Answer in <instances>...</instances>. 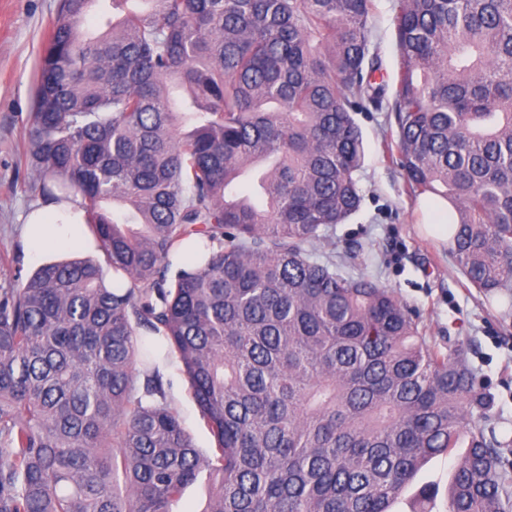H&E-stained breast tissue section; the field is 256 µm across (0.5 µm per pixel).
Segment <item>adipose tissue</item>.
Segmentation results:
<instances>
[{
    "mask_svg": "<svg viewBox=\"0 0 512 512\" xmlns=\"http://www.w3.org/2000/svg\"><path fill=\"white\" fill-rule=\"evenodd\" d=\"M85 212L79 197L54 196L31 208L23 217L22 242L34 258L45 257L48 250L60 251L79 246L86 252L97 251L99 243L83 233Z\"/></svg>",
    "mask_w": 512,
    "mask_h": 512,
    "instance_id": "ef3b65f1",
    "label": "adipose tissue"
}]
</instances>
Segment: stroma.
Wrapping results in <instances>:
<instances>
[{
  "label": "stroma",
  "mask_w": 512,
  "mask_h": 512,
  "mask_svg": "<svg viewBox=\"0 0 512 512\" xmlns=\"http://www.w3.org/2000/svg\"><path fill=\"white\" fill-rule=\"evenodd\" d=\"M370 18L386 80H394L398 57L392 33L395 0H374ZM58 0H0V280L33 273L38 264L26 255L20 217L44 194L25 163L26 132L34 105L38 63ZM365 147L359 211L334 230L336 251L351 274L362 273L392 289L413 309L435 347L461 356L476 374L489 401L473 409L491 427L501 459L512 463V299L482 293L461 273L452 250L420 230L418 200L412 198L400 169L384 153L395 130L390 112L356 114ZM164 378L167 396L177 408L197 447L212 438L189 394L179 360ZM455 457L433 458L393 505L392 512H448V481ZM432 499L423 503L421 488Z\"/></svg>",
  "instance_id": "stroma-1"
}]
</instances>
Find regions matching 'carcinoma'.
<instances>
[{
    "instance_id": "carcinoma-1",
    "label": "carcinoma",
    "mask_w": 512,
    "mask_h": 512,
    "mask_svg": "<svg viewBox=\"0 0 512 512\" xmlns=\"http://www.w3.org/2000/svg\"><path fill=\"white\" fill-rule=\"evenodd\" d=\"M102 6L105 30L82 26ZM373 0H59L25 161L104 261L0 283V512H390L464 453L448 512H512L477 378L386 286L336 270L389 85ZM386 145L453 207L475 288H512V0H397ZM114 273L112 283L106 274ZM183 366L195 446L150 362ZM207 487L203 482L189 486L181 500L175 506L176 512H198L202 509L207 498Z\"/></svg>"
}]
</instances>
